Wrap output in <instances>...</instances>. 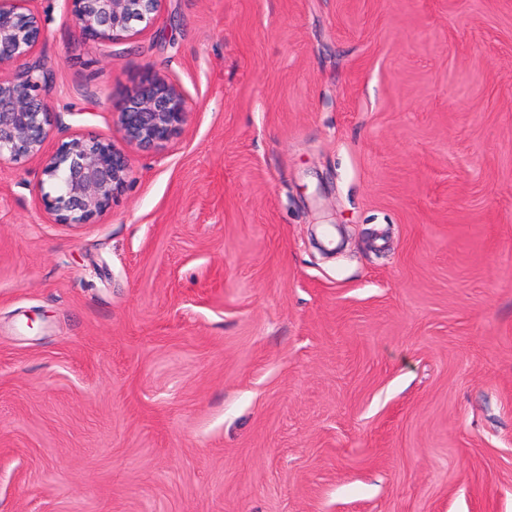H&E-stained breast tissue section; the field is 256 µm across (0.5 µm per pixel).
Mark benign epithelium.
Returning a JSON list of instances; mask_svg holds the SVG:
<instances>
[{"label":"benign epithelium","mask_w":512,"mask_h":512,"mask_svg":"<svg viewBox=\"0 0 512 512\" xmlns=\"http://www.w3.org/2000/svg\"><path fill=\"white\" fill-rule=\"evenodd\" d=\"M35 0H0V166L36 159L45 211L60 224H87L127 186L129 150L165 146L187 123L188 99L179 83L148 73L113 113L122 144L111 138L74 134L45 151L55 110L43 95L51 73L35 56L43 37ZM164 0H62L83 38L94 49L130 41L153 29Z\"/></svg>","instance_id":"benign-epithelium-1"}]
</instances>
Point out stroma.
<instances>
[{
	"instance_id": "stroma-1",
	"label": "stroma",
	"mask_w": 512,
	"mask_h": 512,
	"mask_svg": "<svg viewBox=\"0 0 512 512\" xmlns=\"http://www.w3.org/2000/svg\"><path fill=\"white\" fill-rule=\"evenodd\" d=\"M36 7L46 151L190 115L87 224L0 167V512H512V0ZM165 0H62L83 38L94 49L135 39L153 29Z\"/></svg>"
}]
</instances>
